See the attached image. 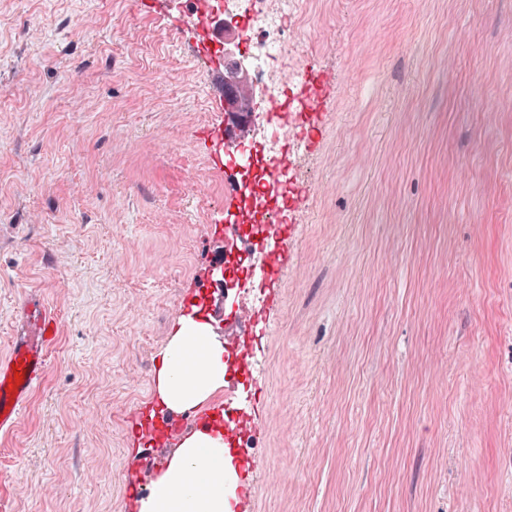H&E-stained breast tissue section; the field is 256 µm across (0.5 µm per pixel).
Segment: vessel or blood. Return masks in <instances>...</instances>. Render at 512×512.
<instances>
[{
  "label": "vessel or blood",
  "mask_w": 512,
  "mask_h": 512,
  "mask_svg": "<svg viewBox=\"0 0 512 512\" xmlns=\"http://www.w3.org/2000/svg\"><path fill=\"white\" fill-rule=\"evenodd\" d=\"M183 27L202 40L205 49L198 52L196 60L201 63L210 87L223 92L224 60L220 55L224 43L223 10L209 7L207 0H184ZM321 99V94L301 88L289 99L273 101L272 107L283 124L315 128L323 121ZM297 233V225L275 221L267 225L266 235L260 239L255 232L243 231L241 225H225L217 262L227 265L232 273L240 268L257 270L258 287L263 288L269 306H276L278 290L293 264L290 246L295 243ZM199 287L196 308L200 316L224 324V349L230 358L225 367L224 402L172 416L158 399H151L148 413L136 411L129 417L131 425L145 423L154 432L152 443L138 451L132 464L143 471H161L168 462L164 449L180 447L188 435L202 429L220 427L224 430L227 455L239 473L247 474L253 467L247 446L259 432L258 422L252 413L237 412L232 402L240 390L253 389L257 383L253 351L263 315L257 310L239 311L233 318H225L223 302L210 292L208 279H201ZM57 334L54 310L40 296L27 295L15 312L10 353L0 360V437L18 428L24 403L45 375L48 352Z\"/></svg>",
  "instance_id": "b4317fda"
}]
</instances>
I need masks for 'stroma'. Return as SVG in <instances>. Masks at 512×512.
<instances>
[{"label":"stroma","instance_id":"35a3bbf8","mask_svg":"<svg viewBox=\"0 0 512 512\" xmlns=\"http://www.w3.org/2000/svg\"><path fill=\"white\" fill-rule=\"evenodd\" d=\"M181 19L179 0L0 10V356L28 293L60 322L0 438L12 512H125L127 413L215 259L220 103ZM291 35L326 115L239 399L262 430L242 506L512 512V0H305Z\"/></svg>","mask_w":512,"mask_h":512}]
</instances>
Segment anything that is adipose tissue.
<instances>
[{"mask_svg":"<svg viewBox=\"0 0 512 512\" xmlns=\"http://www.w3.org/2000/svg\"><path fill=\"white\" fill-rule=\"evenodd\" d=\"M155 384L169 410L198 406L224 384L223 336L209 323L181 320L162 354ZM240 491L223 437L198 432L176 449L140 512H236Z\"/></svg>","mask_w":512,"mask_h":512,"instance_id":"1","label":"adipose tissue"}]
</instances>
